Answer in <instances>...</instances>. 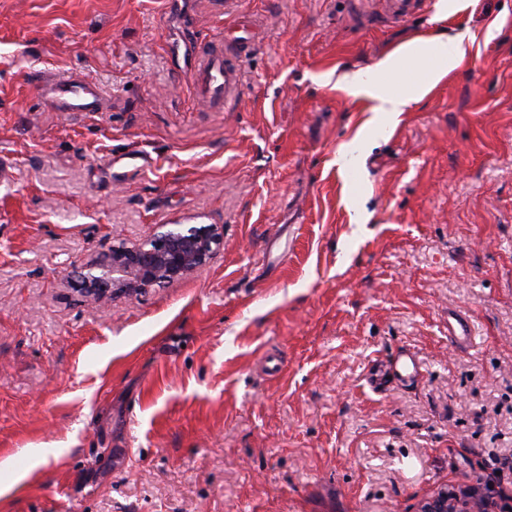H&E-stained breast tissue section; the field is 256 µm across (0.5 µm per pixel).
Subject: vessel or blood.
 Instances as JSON below:
<instances>
[{"mask_svg":"<svg viewBox=\"0 0 512 512\" xmlns=\"http://www.w3.org/2000/svg\"><path fill=\"white\" fill-rule=\"evenodd\" d=\"M252 44L247 35L235 42L220 37L194 52L187 71L197 97L210 108L226 112L238 100L242 90L240 59L249 52ZM41 95L59 112H100L104 109L100 89L88 79L59 81L42 88ZM419 371L414 353L404 350L396 358L381 363L371 382L376 385L387 377L401 382L411 381Z\"/></svg>","mask_w":512,"mask_h":512,"instance_id":"b4317fda","label":"vessel or blood"}]
</instances>
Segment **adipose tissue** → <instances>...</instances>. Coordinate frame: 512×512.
Returning a JSON list of instances; mask_svg holds the SVG:
<instances>
[{
    "mask_svg": "<svg viewBox=\"0 0 512 512\" xmlns=\"http://www.w3.org/2000/svg\"><path fill=\"white\" fill-rule=\"evenodd\" d=\"M463 35L435 34L399 46L374 66L345 75L350 95L374 101V110L385 120L397 118L424 98L465 58ZM427 62L426 76L419 81L404 79L409 62Z\"/></svg>",
    "mask_w": 512,
    "mask_h": 512,
    "instance_id": "obj_1",
    "label": "adipose tissue"
}]
</instances>
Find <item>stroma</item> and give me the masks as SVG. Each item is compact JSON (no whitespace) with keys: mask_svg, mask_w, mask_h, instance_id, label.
I'll return each instance as SVG.
<instances>
[{"mask_svg":"<svg viewBox=\"0 0 512 512\" xmlns=\"http://www.w3.org/2000/svg\"><path fill=\"white\" fill-rule=\"evenodd\" d=\"M381 2L0 0V512H418L512 454V0ZM239 13L255 47L216 112L179 52ZM456 33L464 64L397 122L338 86ZM74 75L108 111L46 106ZM164 224L223 243L83 294ZM401 349L420 377L371 386ZM131 245L113 246L110 261L80 271L86 292L102 301L116 294L136 296L148 288L174 284L205 266L220 245L213 225L182 228L181 224Z\"/></svg>","mask_w":512,"mask_h":512,"instance_id":"1","label":"stroma"}]
</instances>
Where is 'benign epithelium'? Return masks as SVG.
I'll use <instances>...</instances> for the list:
<instances>
[{
  "label": "benign epithelium",
  "instance_id": "1",
  "mask_svg": "<svg viewBox=\"0 0 512 512\" xmlns=\"http://www.w3.org/2000/svg\"><path fill=\"white\" fill-rule=\"evenodd\" d=\"M218 228L174 227L131 245L112 247L110 261L80 271L86 292L98 301L116 294L136 296L154 286L174 284L205 266L220 245ZM498 503L474 494L461 497L442 487L426 498L419 512H495Z\"/></svg>",
  "mask_w": 512,
  "mask_h": 512
}]
</instances>
